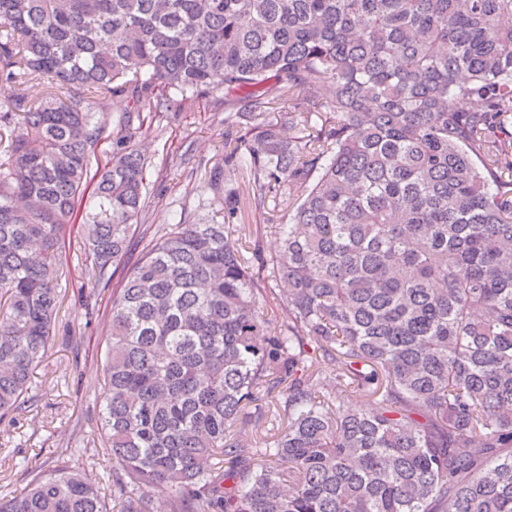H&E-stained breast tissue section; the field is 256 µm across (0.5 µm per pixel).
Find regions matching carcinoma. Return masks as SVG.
<instances>
[{
    "instance_id": "1",
    "label": "carcinoma",
    "mask_w": 512,
    "mask_h": 512,
    "mask_svg": "<svg viewBox=\"0 0 512 512\" xmlns=\"http://www.w3.org/2000/svg\"><path fill=\"white\" fill-rule=\"evenodd\" d=\"M30 80L56 92L0 110V422L54 338L67 227L91 222L85 277L118 274L112 480L64 462L0 512H512V0H0V82ZM217 91L224 123L248 108L224 162L282 212L272 255L238 224H139L136 138ZM264 401L286 428L227 440ZM127 108V102L123 99L117 98L110 102L108 105L109 116L111 117V123L107 126L103 135L104 140L102 145L99 147L98 152L91 158V167L96 170L97 166L103 168L106 162L110 159L111 145L110 138L112 136V114L115 115L118 112H124Z\"/></svg>"
}]
</instances>
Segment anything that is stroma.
Instances as JSON below:
<instances>
[{"label":"stroma","instance_id":"1","mask_svg":"<svg viewBox=\"0 0 512 512\" xmlns=\"http://www.w3.org/2000/svg\"><path fill=\"white\" fill-rule=\"evenodd\" d=\"M222 93H215L200 109L182 113L143 133L138 143L148 161L144 224L161 229L170 224L223 223L224 211L209 185L214 169L224 165V142L248 122L240 115L235 126L224 122ZM238 209L234 223L261 238L266 252L279 244L281 216L259 210L246 192V176L236 174ZM90 238L86 222L73 224L66 243V280L56 337L31 377V406L14 415L13 424H0V495H16L27 487L32 473L54 469L70 461L87 474L104 477L112 459L100 448L97 398L107 342L111 287L84 275L85 246ZM91 306H84L83 295ZM74 449L64 458V449ZM26 459V470L14 463Z\"/></svg>","mask_w":512,"mask_h":512}]
</instances>
